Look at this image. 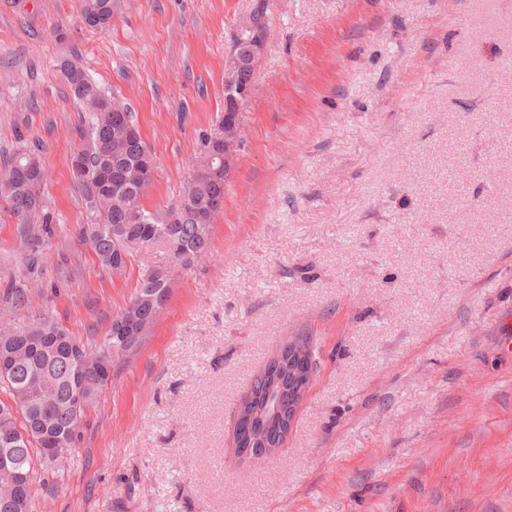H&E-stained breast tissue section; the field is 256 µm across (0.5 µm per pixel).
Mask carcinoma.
Returning <instances> with one entry per match:
<instances>
[{"label": "carcinoma", "instance_id": "1", "mask_svg": "<svg viewBox=\"0 0 512 512\" xmlns=\"http://www.w3.org/2000/svg\"><path fill=\"white\" fill-rule=\"evenodd\" d=\"M113 10L114 0H83L82 18L88 27L106 30L112 23ZM250 18L252 33L246 32L243 37H266L269 22L264 8L256 9ZM60 69L84 112L73 131L74 151L83 155L91 170V176L79 182L89 215L81 233L98 263L110 272L125 270L137 256L129 243L139 241L161 242L173 263L182 268L191 266L209 249L211 225L196 224L189 217L181 224H170L171 209L150 211L140 203L137 208L144 223H128L131 199L112 192V162L119 159L130 171L150 147L135 123L118 125L112 121V110L128 112L129 106L119 95L102 91L79 65L77 56L65 60ZM223 138L224 125L218 120L202 135L193 179L182 192L200 211L208 210L227 191L228 181L211 174V169L221 163L215 148ZM43 183L40 157L31 149L17 150L0 162V200L18 218L25 242L34 253L50 246L54 236L55 216L44 196ZM171 287L168 268L142 267L129 303L112 320L107 335L93 346L71 336L46 306L29 311L22 323L10 317L0 319V354L10 356L12 367L7 377L0 376V388L11 400L9 404L0 401V449L4 448L1 440L26 431V439L12 449V464L0 465V505H8L9 512H33V493L17 488L14 469L33 474L36 463L53 464L55 459L42 452L47 443L62 449L73 446L85 407L111 382L112 361L140 346L157 317L158 298ZM30 302L26 281L12 280L0 292V306L5 310L28 308ZM73 349L84 352L82 358L73 357ZM77 382L83 385L85 394L80 406L72 400Z\"/></svg>", "mask_w": 512, "mask_h": 512}]
</instances>
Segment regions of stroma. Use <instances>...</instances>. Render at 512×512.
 I'll return each mask as SVG.
<instances>
[{"instance_id": "35a3bbf8", "label": "stroma", "mask_w": 512, "mask_h": 512, "mask_svg": "<svg viewBox=\"0 0 512 512\" xmlns=\"http://www.w3.org/2000/svg\"><path fill=\"white\" fill-rule=\"evenodd\" d=\"M0 0V156L38 152L56 234L35 267L0 205V284L85 342L138 268L102 269L70 174V53L130 105L178 200L224 110V58L263 6V55L208 253L38 469L34 512H512V0ZM317 371L254 463L235 410L290 337ZM113 10L112 0H84L82 18L90 28L107 30L112 23Z\"/></svg>"}]
</instances>
